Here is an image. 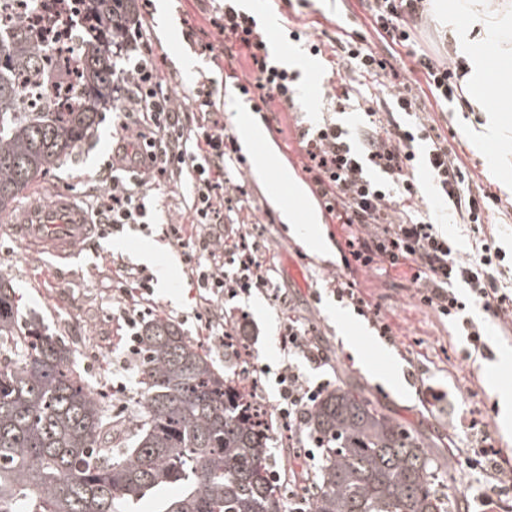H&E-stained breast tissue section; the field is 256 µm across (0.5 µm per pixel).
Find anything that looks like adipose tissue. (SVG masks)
Listing matches in <instances>:
<instances>
[{"label":"adipose tissue","instance_id":"obj_1","mask_svg":"<svg viewBox=\"0 0 512 512\" xmlns=\"http://www.w3.org/2000/svg\"><path fill=\"white\" fill-rule=\"evenodd\" d=\"M433 9L467 71L468 101L483 111L488 88L512 89V0H434Z\"/></svg>","mask_w":512,"mask_h":512}]
</instances>
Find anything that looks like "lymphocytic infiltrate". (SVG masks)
I'll return each mask as SVG.
<instances>
[{
	"label": "lymphocytic infiltrate",
	"instance_id": "lymphocytic-infiltrate-1",
	"mask_svg": "<svg viewBox=\"0 0 512 512\" xmlns=\"http://www.w3.org/2000/svg\"><path fill=\"white\" fill-rule=\"evenodd\" d=\"M371 18L391 45L410 41L423 19V0H367ZM216 35L206 51L223 68L234 87L254 111L273 107L296 111L295 75L271 59L267 42L255 19L235 0H224L222 15H209ZM313 54L343 53L356 73L354 82H341L336 99L356 102L366 120L357 134L332 122L296 128L301 170L329 223L341 231L337 248L344 271L332 286L338 301L353 305L369 317L380 336L394 340L392 327L380 307L357 287V271L373 269L407 275L419 304L446 318L466 337L470 350L487 354L490 336L484 323L466 317L468 305L481 306L489 320L512 332V264L497 246L494 235L477 238L474 252L461 257L454 237L438 228L439 216L455 224L488 223L494 207L491 196L476 186L473 175L456 155L424 124L401 125L396 112L414 111L416 102L406 88L414 73H422L437 104L461 99L462 71L439 54L413 52L404 72L375 52L362 31L340 28L334 41L311 44ZM121 108L115 118L120 135L112 147L114 177L99 197L95 218L104 235L142 223L147 215L148 186L157 180L194 173L192 206L187 223L167 228L171 241L182 248L184 262L206 304L203 329L210 336H239L244 317L217 303L223 294L274 290L270 261L259 259L239 222L230 213L232 196L244 188L232 184L243 173L246 159L218 115L211 96L199 98L195 112H185L165 83L158 58L145 48L130 59L115 85ZM423 168L431 182L429 209L418 206L414 172ZM237 266L228 274L225 263ZM279 344L290 359L280 374L277 428L288 435L293 455L288 460L292 485L308 481L321 448L319 438L304 430V415L318 401L322 386L310 385L294 365L305 360L314 368L327 363L311 328L289 321ZM484 483L478 500L500 507L512 488V460L501 457L490 433L471 461Z\"/></svg>",
	"mask_w": 512,
	"mask_h": 512
}]
</instances>
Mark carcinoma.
<instances>
[{
	"label": "carcinoma",
	"mask_w": 512,
	"mask_h": 512,
	"mask_svg": "<svg viewBox=\"0 0 512 512\" xmlns=\"http://www.w3.org/2000/svg\"><path fill=\"white\" fill-rule=\"evenodd\" d=\"M88 2L82 88L66 112L24 111L19 71L45 84L64 76L30 34L0 30V212L92 136L112 104V43L136 0ZM140 337L143 404L124 445L69 348L20 323L0 275V348L11 352L0 364V512H134L145 498L156 512H280L250 374L219 371L167 320L145 323ZM306 429L324 439L306 487L312 512H452L428 442L360 385L344 382L311 406Z\"/></svg>",
	"instance_id": "1"
}]
</instances>
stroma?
I'll return each mask as SVG.
<instances>
[{
  "label": "stroma",
  "mask_w": 512,
  "mask_h": 512,
  "mask_svg": "<svg viewBox=\"0 0 512 512\" xmlns=\"http://www.w3.org/2000/svg\"><path fill=\"white\" fill-rule=\"evenodd\" d=\"M258 23L264 26L274 48L276 62L298 75L296 87L300 102L308 109L305 118L318 123L335 118L348 130H356L360 116L353 110L337 111L329 92L330 78L350 77V65L332 53L312 55L306 45L291 40L289 32L314 22V38H335L338 27L360 29L388 56L394 67L410 63L405 47H389L374 29L371 17L360 0H244ZM207 0H149L139 11L138 21L150 33V44L160 60L161 70L172 93L185 108H192L193 93L202 77H210L217 105L230 107L228 125L237 116H248L261 138L260 150L274 151L277 165L292 182L303 184L298 144L292 114L253 112L234 93L224 89V78L197 42L185 36L183 19L193 16L205 25ZM419 116L445 138L459 162L486 191L501 200L495 223L485 225L499 246L512 252V140L480 141L479 131L488 115L465 106L444 112L432 96L418 99ZM117 139L111 112L101 113L93 135L71 159L23 191L18 206H25L47 186L69 190L86 211H93L111 172L112 143ZM495 153L493 164L484 161V149ZM153 223L148 229H130L124 233L87 241L73 256L64 258L49 252L34 253L24 248L7 232L13 214L0 213V274L13 288L20 317L40 323L49 334L72 351V360L82 371L93 391L104 396L112 414L127 426H134L140 412V384L137 373L124 369L123 338L128 332L122 313L131 309V301L120 292V263L140 264L144 246L155 247L156 254L147 270L158 274L168 267L166 283H155L151 303L157 317L170 320L196 345L210 355L215 367L229 372L241 367L259 366L261 384L258 396L266 405L278 398L277 375L284 365L278 334L289 317L313 325L319 344L330 357V367L313 370L300 363L311 383L327 382L336 386L343 381L364 385L372 397L390 414L419 435L432 439L433 454L445 476L449 498L457 512H480L478 474L467 469L465 456L474 446L459 422L462 410L478 411L481 428L488 430L497 448L512 457V431L500 426L499 392L512 390V335H501L491 328V355L465 358V337L436 312L418 303L411 284L388 278L374 270L359 272L361 292L381 305L385 320L397 334L389 343L353 308L337 302L330 285L342 268L336 246L340 233L333 224L322 225L325 241L322 253L306 249L293 226L285 224L271 204L263 181L249 176L247 194L239 206L240 220L257 254L274 262V283L287 292L289 304L281 306L270 297L251 290L249 294L224 299L226 309L243 313L248 321L240 342L249 354L242 358L226 355L215 337L202 334L200 316L204 305L194 287L183 260L181 248L166 235L168 223L187 220L191 204V176L162 184L154 192ZM351 325L362 348V359L347 351L341 337L343 325ZM432 387L442 394L439 402H427L423 390ZM455 442L456 456H449L448 442Z\"/></svg>",
  "instance_id": "1"
}]
</instances>
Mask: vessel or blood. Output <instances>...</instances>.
<instances>
[{
	"label": "vessel or blood",
	"mask_w": 512,
	"mask_h": 512,
	"mask_svg": "<svg viewBox=\"0 0 512 512\" xmlns=\"http://www.w3.org/2000/svg\"><path fill=\"white\" fill-rule=\"evenodd\" d=\"M48 202L31 201L16 214L10 229L33 248H49L62 256L75 246L99 235L100 228L66 192L52 190Z\"/></svg>",
	"instance_id": "vessel-or-blood-1"
}]
</instances>
